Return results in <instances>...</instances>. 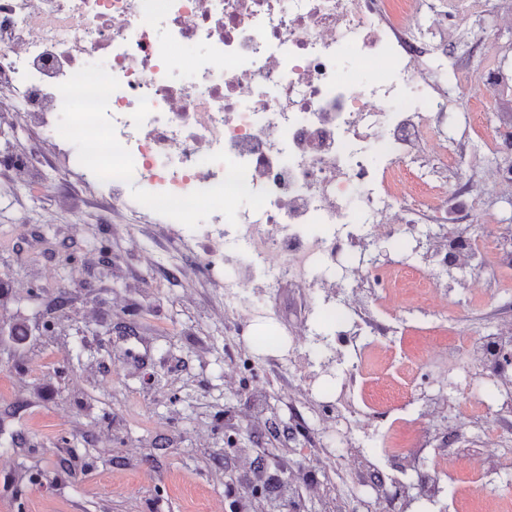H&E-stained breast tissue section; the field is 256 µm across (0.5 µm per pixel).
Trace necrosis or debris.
<instances>
[{
    "label": "necrosis or debris",
    "instance_id": "obj_1",
    "mask_svg": "<svg viewBox=\"0 0 512 512\" xmlns=\"http://www.w3.org/2000/svg\"><path fill=\"white\" fill-rule=\"evenodd\" d=\"M482 0H0V92L14 125L42 137L14 154L17 183L39 174L41 156L61 153L112 202L162 219L164 241L131 236L161 283L216 281L235 329L272 320L271 300L288 289L297 322L279 336L264 367L307 380L318 301H335L336 333L361 343L391 336L404 307L391 284L412 280L422 303L456 325L453 345H429V365L488 381L512 379V321L486 335L463 329L464 314L442 278L465 268L512 269V229L485 223L464 177L465 158L445 128L464 111L472 86L505 89L491 67L489 39L454 43ZM204 54L184 58L186 43ZM456 45L460 65L438 73ZM106 57L102 67L90 58ZM191 72L175 83L174 69ZM419 229L430 248L421 265L385 268L376 239ZM265 282L268 303L253 285ZM358 364L346 366L322 432L356 439L376 418L356 407ZM486 423L483 453L464 466L461 442L472 417ZM382 448L409 475L406 490L434 501L470 469L512 468L499 455L512 435V405L460 386L398 419ZM346 462L373 493L368 512H398L402 490L385 471Z\"/></svg>",
    "mask_w": 512,
    "mask_h": 512
}]
</instances>
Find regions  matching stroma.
<instances>
[{"mask_svg": "<svg viewBox=\"0 0 512 512\" xmlns=\"http://www.w3.org/2000/svg\"><path fill=\"white\" fill-rule=\"evenodd\" d=\"M502 12H512V0H485L467 24L499 45L493 67L512 73V27L497 21ZM487 162L473 154L466 176L491 220L512 223V202L477 179ZM53 167L59 178L0 188V281L10 286L0 324L24 335H0V381L11 388L0 394V512H239L247 462L286 484L300 454L267 456L271 433L249 429V403L224 379L230 325L218 290L207 285L190 299L179 287H155L154 269L121 231L134 216L97 205L63 161ZM63 193L77 211L41 223ZM75 221L91 226L88 239L70 238ZM45 262L57 266L54 284L37 277ZM474 277L487 284L484 298L465 288ZM448 289L473 333L512 318V271L453 272ZM394 293L409 301L405 322L392 345L371 349L354 396L381 414L377 395L388 385L455 392V375L404 372V358L419 357L427 342L447 343L450 333L446 318L416 306L414 284L397 283ZM312 478L319 494L296 485L288 512H316L321 496L349 507L360 495L344 465Z\"/></svg>", "mask_w": 512, "mask_h": 512, "instance_id": "obj_1", "label": "stroma"}]
</instances>
